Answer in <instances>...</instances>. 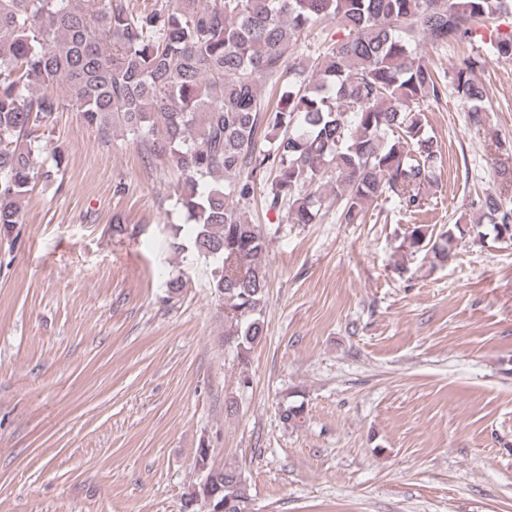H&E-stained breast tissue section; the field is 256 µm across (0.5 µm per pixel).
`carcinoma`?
<instances>
[{
  "instance_id": "obj_1",
  "label": "carcinoma",
  "mask_w": 512,
  "mask_h": 512,
  "mask_svg": "<svg viewBox=\"0 0 512 512\" xmlns=\"http://www.w3.org/2000/svg\"><path fill=\"white\" fill-rule=\"evenodd\" d=\"M512 0H166L133 12L125 0H0V234L22 223L45 132L72 101L105 137L116 125L147 163L184 175L177 198L192 221V248L213 265L225 335L238 353L264 336L266 237L245 206L258 177L265 203L288 204L289 224H313L338 205L361 224L368 205L394 199L419 208L437 182L440 147L425 112L447 86L485 128L487 90L467 56L445 84L423 46L472 43L491 25L488 50L512 59ZM331 21L310 75L289 59L309 29ZM279 87L272 106L265 82ZM60 84L69 97L40 91ZM264 135H259L260 130ZM498 187L472 199L474 234L512 242V157H494ZM462 220L439 233L418 224L403 246L432 265L453 257ZM224 512H254L251 487L234 466L208 467Z\"/></svg>"
}]
</instances>
